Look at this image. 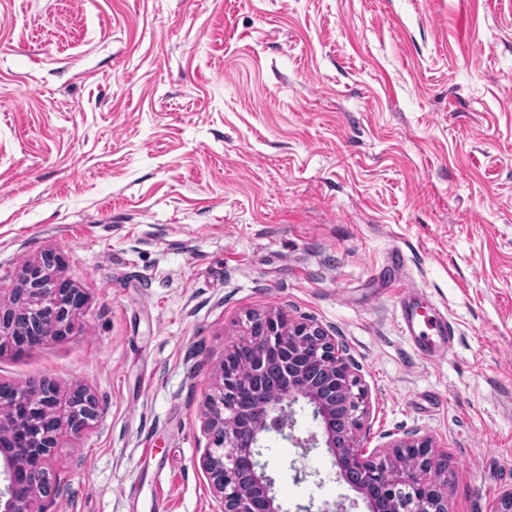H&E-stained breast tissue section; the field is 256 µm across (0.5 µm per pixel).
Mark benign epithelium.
Segmentation results:
<instances>
[{"label":"benign epithelium","instance_id":"benign-epithelium-1","mask_svg":"<svg viewBox=\"0 0 512 512\" xmlns=\"http://www.w3.org/2000/svg\"><path fill=\"white\" fill-rule=\"evenodd\" d=\"M57 257L46 253L25 263L13 306H0V337L36 347L71 329L84 293L53 276ZM247 337L224 355L218 394L204 421L213 447L199 465L208 478L214 512H288L277 500L275 478L259 460L271 432L301 448L318 440L344 481L363 496L368 512H448V456L416 433L374 449L367 393L335 337L311 319L283 312L249 318ZM305 401L321 435H293L291 406ZM99 414L90 388L63 400L55 386L25 388L0 382V512H48L58 495L47 468L62 430L78 437Z\"/></svg>","mask_w":512,"mask_h":512}]
</instances>
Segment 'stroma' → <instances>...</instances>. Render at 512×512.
<instances>
[{"mask_svg":"<svg viewBox=\"0 0 512 512\" xmlns=\"http://www.w3.org/2000/svg\"><path fill=\"white\" fill-rule=\"evenodd\" d=\"M67 335L0 381L90 387L49 512H213L206 401L248 317L335 336L371 445L430 436L448 512L512 488V0H0V303L42 254ZM403 253L392 271L391 253ZM447 318L443 356L403 306ZM286 512H368L270 433Z\"/></svg>","mask_w":512,"mask_h":512,"instance_id":"1","label":"stroma"}]
</instances>
